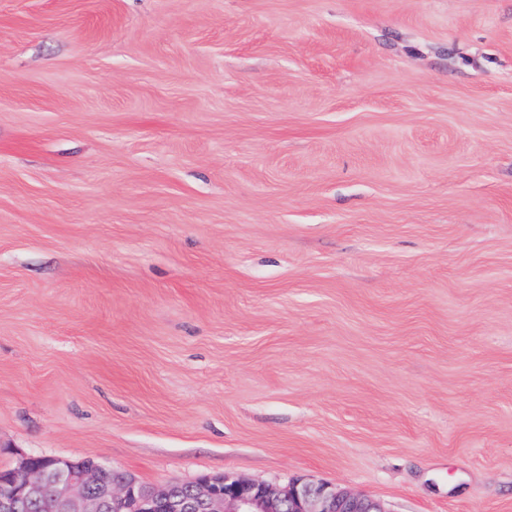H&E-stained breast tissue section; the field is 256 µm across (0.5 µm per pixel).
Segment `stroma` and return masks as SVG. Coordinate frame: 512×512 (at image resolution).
I'll use <instances>...</instances> for the list:
<instances>
[{"mask_svg": "<svg viewBox=\"0 0 512 512\" xmlns=\"http://www.w3.org/2000/svg\"><path fill=\"white\" fill-rule=\"evenodd\" d=\"M512 512V0H0V470Z\"/></svg>", "mask_w": 512, "mask_h": 512, "instance_id": "stroma-1", "label": "stroma"}]
</instances>
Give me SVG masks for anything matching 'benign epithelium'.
I'll use <instances>...</instances> for the list:
<instances>
[{
    "mask_svg": "<svg viewBox=\"0 0 512 512\" xmlns=\"http://www.w3.org/2000/svg\"><path fill=\"white\" fill-rule=\"evenodd\" d=\"M107 472L92 460L23 455L0 478V512L46 497L54 512H385L374 500L323 483L295 480L274 491L218 477L154 489L124 477L108 480Z\"/></svg>",
    "mask_w": 512,
    "mask_h": 512,
    "instance_id": "obj_1",
    "label": "benign epithelium"
}]
</instances>
